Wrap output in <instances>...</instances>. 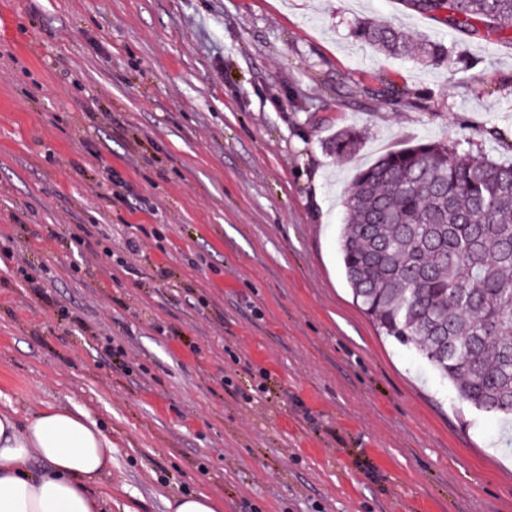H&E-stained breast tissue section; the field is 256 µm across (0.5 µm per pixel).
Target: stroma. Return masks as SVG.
<instances>
[{
  "label": "stroma",
  "mask_w": 512,
  "mask_h": 512,
  "mask_svg": "<svg viewBox=\"0 0 512 512\" xmlns=\"http://www.w3.org/2000/svg\"><path fill=\"white\" fill-rule=\"evenodd\" d=\"M427 141L512 161V39L410 0H0V411L87 412L102 512H512V424L380 336L339 252L356 172ZM357 37L381 52L394 55L409 53V42L403 33L392 24L361 22L357 29ZM361 134L354 129L340 130L329 140V148L336 156L349 155L357 149L361 141ZM170 512H220L216 500L204 493L185 494L168 502Z\"/></svg>",
  "instance_id": "stroma-1"
}]
</instances>
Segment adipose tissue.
I'll return each instance as SVG.
<instances>
[{
    "mask_svg": "<svg viewBox=\"0 0 512 512\" xmlns=\"http://www.w3.org/2000/svg\"><path fill=\"white\" fill-rule=\"evenodd\" d=\"M111 462V438L82 410L49 406L22 422L0 412V512H99L89 488Z\"/></svg>",
    "mask_w": 512,
    "mask_h": 512,
    "instance_id": "adipose-tissue-1",
    "label": "adipose tissue"
}]
</instances>
